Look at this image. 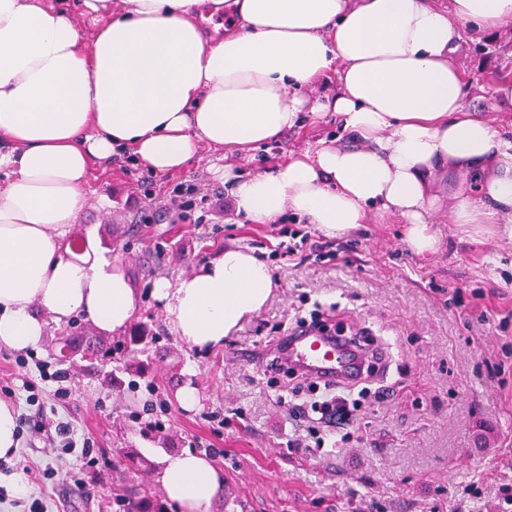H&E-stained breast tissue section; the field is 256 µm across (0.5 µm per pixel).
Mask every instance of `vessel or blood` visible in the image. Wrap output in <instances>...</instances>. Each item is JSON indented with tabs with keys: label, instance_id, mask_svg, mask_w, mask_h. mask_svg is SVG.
I'll list each match as a JSON object with an SVG mask.
<instances>
[{
	"label": "vessel or blood",
	"instance_id": "1",
	"mask_svg": "<svg viewBox=\"0 0 512 512\" xmlns=\"http://www.w3.org/2000/svg\"><path fill=\"white\" fill-rule=\"evenodd\" d=\"M372 358L362 338L339 336L307 323L292 326L280 336L275 359L262 363L261 368L285 367L321 386L352 388L364 381L365 367Z\"/></svg>",
	"mask_w": 512,
	"mask_h": 512
}]
</instances>
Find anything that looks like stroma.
I'll use <instances>...</instances> for the list:
<instances>
[{
    "instance_id": "obj_1",
    "label": "stroma",
    "mask_w": 512,
    "mask_h": 512,
    "mask_svg": "<svg viewBox=\"0 0 512 512\" xmlns=\"http://www.w3.org/2000/svg\"><path fill=\"white\" fill-rule=\"evenodd\" d=\"M463 31L468 43L487 46L460 59L470 80L466 106L511 135L512 110L498 106L493 88L499 74L512 73V21L486 33ZM339 132L334 115L303 113L299 127L234 159V171L277 169L288 153ZM212 157L202 149L199 160L171 175L130 156L93 167L87 203L66 239L83 237L76 255L96 250L131 282V324L155 336L148 369L130 372L124 357L95 370L54 360L63 329L47 323L35 353L68 374L71 400L58 409L55 383L18 367L17 350L1 346L0 401L31 423L19 427L16 453L0 460V512H31L36 499L43 512H112L123 488L160 491L162 459L185 450L205 455L224 475L211 512H512L502 495L512 488V355L502 354L512 347V326L502 332L484 321L512 314V235L499 224L479 232L450 223L448 197L459 178L444 166L433 175L430 220L440 239L433 253L409 247L396 215L336 238L293 215L252 224L235 213ZM183 194L192 200L186 219L171 204ZM304 235L315 250L281 258L279 245ZM229 246L269 264L273 296L223 347H189L170 330L153 283L187 275ZM317 307L333 312L345 334L364 324L395 343L379 381L384 399L362 398L341 448H317L312 421L289 411L293 390L312 400L306 381L258 370L296 315ZM26 379L38 383L40 406L27 405ZM187 386L197 390L189 408L180 399ZM48 414L88 440L97 466L81 467L76 454L33 430ZM153 418L164 421L163 431L147 429ZM296 439L303 447H293Z\"/></svg>"
}]
</instances>
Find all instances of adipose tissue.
I'll return each instance as SVG.
<instances>
[{
    "label": "adipose tissue",
    "instance_id": "adipose-tissue-1",
    "mask_svg": "<svg viewBox=\"0 0 512 512\" xmlns=\"http://www.w3.org/2000/svg\"><path fill=\"white\" fill-rule=\"evenodd\" d=\"M83 41L57 0H0V345L40 343L47 321L88 314L105 331L136 309L128 278L73 259L65 234L94 163L123 154L159 174L201 146L218 158L279 138L300 113H335L343 138L317 140L276 171L224 169L252 223L306 216L328 237L400 216L416 253L439 240L425 215L440 166L480 171L448 197L455 224H512V138L464 106L463 25L512 20V0H82ZM229 15L223 35L212 19ZM334 91L317 92L322 82ZM275 288L268 264L228 247L192 273L154 282L167 322L193 348L223 346ZM166 497L209 512L224 482L205 457H166Z\"/></svg>",
    "mask_w": 512,
    "mask_h": 512
}]
</instances>
